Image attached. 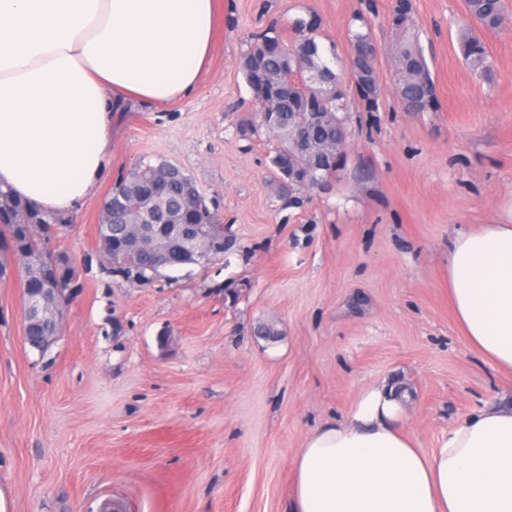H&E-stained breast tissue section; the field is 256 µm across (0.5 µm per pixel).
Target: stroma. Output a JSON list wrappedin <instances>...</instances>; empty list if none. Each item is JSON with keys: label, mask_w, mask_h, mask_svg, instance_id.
Wrapping results in <instances>:
<instances>
[{"label": "stroma", "mask_w": 512, "mask_h": 512, "mask_svg": "<svg viewBox=\"0 0 512 512\" xmlns=\"http://www.w3.org/2000/svg\"><path fill=\"white\" fill-rule=\"evenodd\" d=\"M436 88L404 111L392 0H218L197 87L161 106L129 99L112 161L49 243L78 289L46 354L23 340L19 272L0 281V490L9 512H287L298 448L362 389L402 387L407 430L432 451L456 419L499 400L448 302L454 234L512 217V24L475 27L492 74L458 43L466 0H410ZM316 13L317 42L347 56L370 34L380 93L348 69L346 141L333 177L276 196L264 138L238 130L252 36ZM184 168L224 220V257L146 284L105 271L102 199L141 158ZM274 325L276 339L257 336Z\"/></svg>", "instance_id": "35a3bbf8"}]
</instances>
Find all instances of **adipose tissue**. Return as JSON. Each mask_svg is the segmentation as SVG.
<instances>
[{
  "mask_svg": "<svg viewBox=\"0 0 512 512\" xmlns=\"http://www.w3.org/2000/svg\"><path fill=\"white\" fill-rule=\"evenodd\" d=\"M217 0H0V185L63 214L112 158L114 113L198 84ZM448 294L471 345L512 374V223L457 232ZM288 512H512V398L456 420L431 452L391 387L370 385L294 459Z\"/></svg>",
  "mask_w": 512,
  "mask_h": 512,
  "instance_id": "obj_1",
  "label": "adipose tissue"
}]
</instances>
